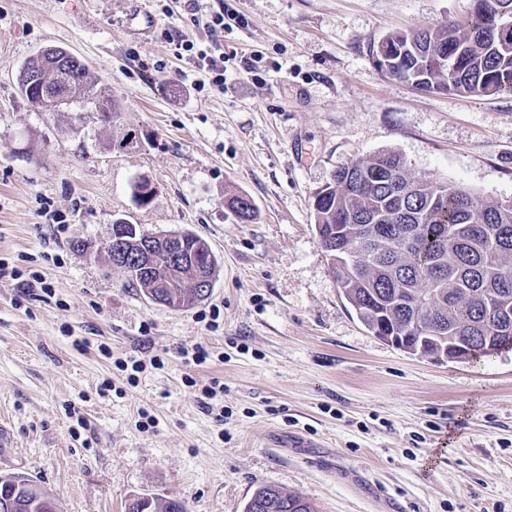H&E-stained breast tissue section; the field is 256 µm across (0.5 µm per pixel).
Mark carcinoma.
I'll return each mask as SVG.
<instances>
[{"label": "carcinoma", "instance_id": "1", "mask_svg": "<svg viewBox=\"0 0 512 512\" xmlns=\"http://www.w3.org/2000/svg\"><path fill=\"white\" fill-rule=\"evenodd\" d=\"M382 52L388 75L425 92L512 94V0H473L463 20L424 30L396 31L370 45ZM57 58L67 84L55 103L77 105L112 124L120 104L96 88L87 66L59 47L25 61L40 70L45 54ZM236 222L253 221L245 195L227 199ZM315 230L330 257L341 295L378 338L405 336L397 348L436 362L476 360L512 351V200L481 202L469 190L408 175L403 158L384 153L352 160L334 171L313 197ZM187 268L182 307L206 298L192 271L202 270L209 244L186 233ZM143 294H171L164 268L126 272ZM467 351L460 352L459 346ZM128 512H186L174 497L136 496ZM9 512H56L44 491L18 488ZM244 512H314L303 497L258 488Z\"/></svg>", "mask_w": 512, "mask_h": 512}]
</instances>
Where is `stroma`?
I'll use <instances>...</instances> for the list:
<instances>
[{
  "label": "stroma",
  "instance_id": "35a3bbf8",
  "mask_svg": "<svg viewBox=\"0 0 512 512\" xmlns=\"http://www.w3.org/2000/svg\"><path fill=\"white\" fill-rule=\"evenodd\" d=\"M237 11L195 26L192 5ZM471 0H0V475L58 512H125L137 495L243 512L260 487L316 512H512V351L437 363L373 336L336 286L315 192L382 152L479 200L512 199V94L424 93L369 48L466 16ZM224 49V88L165 32ZM49 46L120 103L115 127L40 112L21 65ZM135 135L121 149L116 136ZM141 178L156 191L137 204ZM256 208L235 223L227 195ZM191 231L216 259L209 296L173 310L112 266L115 220ZM220 308V327L203 319ZM106 351H99V344ZM208 346L205 364L180 348ZM158 357L135 382L117 368ZM224 391L206 401L201 388ZM111 382L101 392L103 382ZM193 17H195L193 19V22H195L196 25H198V26L202 25L203 27H206L207 29L214 31V32H216L218 29L220 31H223L224 27L231 26L232 24L230 23V21L231 22H237V20H238V22L240 21V19H239L240 17L235 14L228 13V11H226V14H224V7H222V6L219 7V11L213 10V11H210L208 14L206 13L205 15H201V17H197V16H193Z\"/></svg>",
  "mask_w": 512,
  "mask_h": 512
}]
</instances>
